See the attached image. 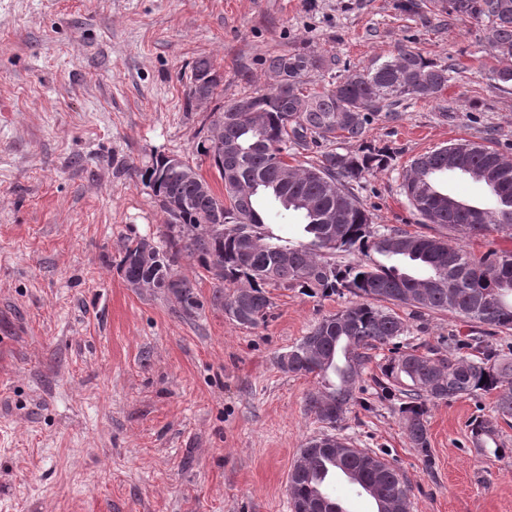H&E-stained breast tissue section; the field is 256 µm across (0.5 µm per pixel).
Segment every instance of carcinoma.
Masks as SVG:
<instances>
[{
	"mask_svg": "<svg viewBox=\"0 0 512 512\" xmlns=\"http://www.w3.org/2000/svg\"><path fill=\"white\" fill-rule=\"evenodd\" d=\"M448 16L486 21L485 39L494 50L490 79L512 84V0H448ZM268 70L288 75L287 87L254 96L252 111L237 112L234 103L212 113L209 124H224V142L237 151L219 159L210 140L197 144L211 158L224 194L199 189L198 170L184 161L179 170L162 172L163 158L144 173L148 187L166 215L160 244L144 239L125 248L119 270L125 281L155 288L171 278L170 288L183 310L200 306L192 281L179 270L183 257L215 281L214 301L236 324L254 328L266 322L272 305L270 288H299L313 296L347 292L351 306L318 321L299 343L288 349V372L314 375L322 387L306 399L307 411L321 422L328 408L339 411L332 423L357 403L355 384L366 351L391 347L377 381L381 394L398 396L399 412L411 447L428 455L426 421L431 402L452 401L497 392L495 408L512 418V358L501 354L487 336H475L448 354L420 353L400 347L408 325L389 305L417 312H449L478 326L512 330V251L489 249L477 256L444 236L410 235L378 225L348 186L373 170L391 165L385 148L365 145L356 152L329 150L314 163L285 166L282 157L338 139L362 140L369 118L392 114L409 99L434 101L442 96L458 71L454 59L441 64L419 52L400 47L385 60L330 84L321 91L305 86V77L329 67L313 50L299 49L267 59ZM193 77L205 79L210 98L221 82L212 62L195 61ZM490 170L485 203L448 207V190L437 178L440 170L456 173ZM410 207L425 224H435L462 238L505 233L512 237V159L492 147L460 139L414 158L401 182ZM279 204L303 219L306 240L296 245L261 231L259 200ZM188 202L170 210L168 204ZM224 207V235L205 229L203 215ZM336 212V222L323 220ZM255 237L251 244L244 243ZM336 254L354 260L338 263ZM478 356L471 358L467 350ZM494 422L483 417L471 423V441L486 453L496 442ZM330 469H345L372 488L375 512H410V486L399 470L382 457L361 448H318L307 441L288 475L291 500L303 504L319 496L322 512H341L322 496L321 483Z\"/></svg>",
	"mask_w": 512,
	"mask_h": 512,
	"instance_id": "cac0c4a2",
	"label": "carcinoma"
}]
</instances>
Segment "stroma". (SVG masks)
I'll return each mask as SVG.
<instances>
[{
	"label": "stroma",
	"instance_id": "stroma-1",
	"mask_svg": "<svg viewBox=\"0 0 512 512\" xmlns=\"http://www.w3.org/2000/svg\"><path fill=\"white\" fill-rule=\"evenodd\" d=\"M445 2L0 0V512H291L288 474L327 426L306 409L316 378L276 357L350 298L274 288L267 322L246 328L190 262L192 313L164 290L129 287L126 244L164 230L142 175L178 155L223 194L196 147L209 113L272 90L266 57L316 51L331 62L308 76L322 86L408 46L457 60L444 92L453 112L409 100L340 148L393 153L353 185L375 223L439 234L400 192L411 159L457 139L512 157V86L491 85L483 22L449 19ZM201 57L223 79L189 111ZM398 313L420 351L488 335L512 357V330ZM388 355L370 350L336 434L400 469L410 512H512V421H498L495 393L430 404L422 457L377 386ZM478 416L497 420L499 455L472 446Z\"/></svg>",
	"mask_w": 512,
	"mask_h": 512
}]
</instances>
